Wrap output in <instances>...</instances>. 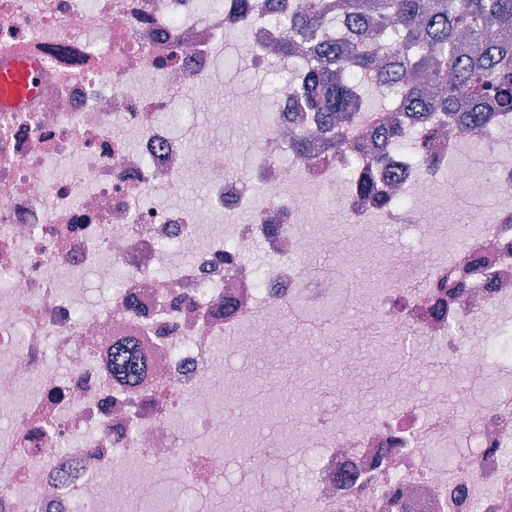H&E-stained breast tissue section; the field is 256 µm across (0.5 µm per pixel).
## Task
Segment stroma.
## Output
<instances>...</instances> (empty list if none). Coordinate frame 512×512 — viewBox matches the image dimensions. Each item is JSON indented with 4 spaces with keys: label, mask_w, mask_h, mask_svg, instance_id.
I'll return each instance as SVG.
<instances>
[{
    "label": "stroma",
    "mask_w": 512,
    "mask_h": 512,
    "mask_svg": "<svg viewBox=\"0 0 512 512\" xmlns=\"http://www.w3.org/2000/svg\"><path fill=\"white\" fill-rule=\"evenodd\" d=\"M249 42V32L242 28L236 31L232 38L218 45L222 64L211 84L220 107H233L235 97L239 94L272 98L276 90L290 77L289 72L279 62L271 63L259 70L253 68L245 59V48ZM161 121L177 130H188V156H195L204 149L222 150L230 171L241 177L246 175L259 145L269 133L265 113L251 112L242 115L236 140H225L223 132L213 130L205 118L191 112L190 101L186 98L181 100L176 112L163 115ZM460 165L470 166L475 173L469 185H460L455 179V170ZM484 172V163L480 156L473 154L469 148H461L454 164L448 165L437 175L434 189L439 197L452 198L463 209L474 201L484 204L487 211L492 214L496 213L499 207H512V196L496 197L484 193L481 180ZM324 210L327 214L325 221L320 224H306L305 230L310 234L335 235L342 243L356 236H363L362 250L352 255L347 271L351 284L359 289L374 290L393 284L395 255L406 245L424 238L423 233L419 231L405 237H397L378 224L352 223L350 217L339 210L333 202H325ZM363 321L362 315L354 313L316 332L303 325L291 327L289 336L267 340V356L264 361L258 363L244 360L235 349L233 337L228 336L225 337L222 346L215 351L214 358L218 362L238 367L244 383L270 384L283 376L296 337L309 335L328 344L334 354L331 361L314 371L315 376L328 382L345 370L351 369V361L341 354L342 345L345 338L352 335ZM509 328H512V303L488 312L477 332L479 342L489 353L487 369L491 385L495 388L500 385L498 373L501 367L512 362V355L508 354L502 336L503 330Z\"/></svg>",
    "instance_id": "obj_1"
}]
</instances>
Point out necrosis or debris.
Here are the masks:
<instances>
[{
	"instance_id": "4bbe7bcc",
	"label": "necrosis or debris",
	"mask_w": 512,
	"mask_h": 512,
	"mask_svg": "<svg viewBox=\"0 0 512 512\" xmlns=\"http://www.w3.org/2000/svg\"><path fill=\"white\" fill-rule=\"evenodd\" d=\"M267 0H0V57L42 63L40 93L28 109L0 113V512H107L168 492L167 512H204L203 493L222 477L224 440L257 432L255 405L265 388L243 385L239 370L212 358L225 336L238 353L260 357L263 336L328 308L337 322L354 307L384 321L397 355L373 347L366 329L346 338L347 358L362 360L384 385L376 410L357 372L331 383L304 372L321 362L322 346L295 348L298 370L281 395L309 415L286 420L281 440L252 449L249 474L225 493L223 512H512V392L491 393L487 359L473 345V327L489 309L512 300V210L478 226L464 252L467 267L435 261L428 245L400 251L401 287L375 294L349 288L344 272L357 242L309 235L322 222V194L335 196L354 223L385 224L394 233L436 224L456 228V204L435 203L433 175L395 152L400 192L386 206L362 196L343 175L344 157L313 141L295 165L270 167L268 155L288 141V105L259 147L249 178L229 171L220 150L198 152L194 169L207 200L177 206L184 190L186 139L160 122L192 93L193 112L235 135L241 114L258 111L253 97L216 107L203 91L217 65L219 38L250 30V61L263 67L283 36L265 18ZM512 138V116L497 115L484 138L491 160L486 193L512 191V166L495 163ZM287 187L231 237L201 228L232 218L251 185ZM173 203H155L157 192ZM263 250L268 263L250 258ZM319 254L333 267L307 264ZM111 261L122 271L111 298L81 311L82 273ZM134 339L151 367L147 395L113 382L112 344ZM442 362L464 361L470 382L423 395L404 360L428 365L422 345ZM223 392L231 407L215 399ZM194 420L183 426L185 406ZM468 411L462 427L450 407ZM358 425H351V417ZM469 448L457 450L461 429ZM312 450L301 498L277 494L294 481L285 447ZM451 448L450 462L437 449ZM137 465H128L129 457ZM277 474V485L266 481ZM400 495L402 510L391 498Z\"/></svg>"
}]
</instances>
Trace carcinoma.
<instances>
[{"instance_id":"cac0c4a2","label":"carcinoma","mask_w":512,"mask_h":512,"mask_svg":"<svg viewBox=\"0 0 512 512\" xmlns=\"http://www.w3.org/2000/svg\"><path fill=\"white\" fill-rule=\"evenodd\" d=\"M285 23L279 60L296 63L297 45L310 54L288 94L299 111L315 113L334 152L361 151L356 132L368 127L379 143L371 166L383 169L402 127L413 126L414 155L429 171L438 164L432 143L439 123L468 133L479 149L476 131L495 113L512 111V0H307L300 11L288 6ZM342 26L355 36L348 55L334 37ZM369 71L375 88L392 96L374 111L358 86ZM146 370L138 344L112 346L113 381L142 392Z\"/></svg>"}]
</instances>
